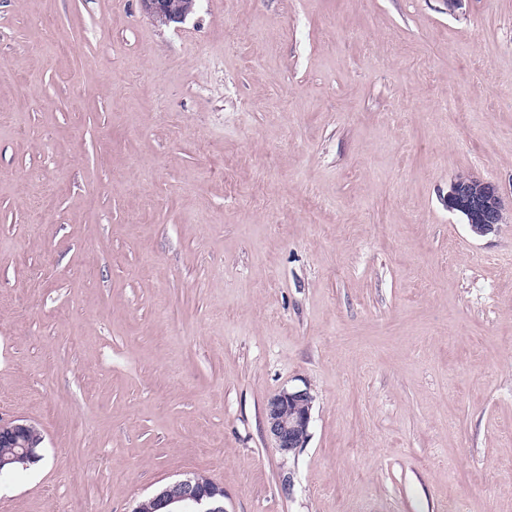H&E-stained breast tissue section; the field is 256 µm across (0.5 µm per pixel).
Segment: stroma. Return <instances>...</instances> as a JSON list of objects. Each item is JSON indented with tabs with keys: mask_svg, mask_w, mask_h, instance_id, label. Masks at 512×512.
I'll return each instance as SVG.
<instances>
[{
	"mask_svg": "<svg viewBox=\"0 0 512 512\" xmlns=\"http://www.w3.org/2000/svg\"><path fill=\"white\" fill-rule=\"evenodd\" d=\"M512 0H0V512H512ZM310 387L284 456L267 400ZM143 13L158 25L184 23L197 8L198 0H139ZM448 209L460 213L470 231L484 237L504 224L505 203L496 183L472 174L458 175L449 187ZM20 421V420H17ZM2 422L0 423V455L18 448L8 456L0 457V472L9 471L11 466H31L42 458L40 442L30 438V429L33 424L27 422ZM224 512V487L211 480L202 481L197 475L187 476L162 485L150 500L139 501L131 512ZM152 511H144L145 509Z\"/></svg>",
	"mask_w": 512,
	"mask_h": 512,
	"instance_id": "1",
	"label": "stroma"
}]
</instances>
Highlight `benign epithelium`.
Returning <instances> with one entry per match:
<instances>
[{
    "label": "benign epithelium",
    "mask_w": 512,
    "mask_h": 512,
    "mask_svg": "<svg viewBox=\"0 0 512 512\" xmlns=\"http://www.w3.org/2000/svg\"><path fill=\"white\" fill-rule=\"evenodd\" d=\"M143 13L158 25L181 24L193 15L198 0H139ZM448 210L461 214L470 231L484 237L505 223V203L496 183L464 174L455 177L447 196ZM309 388H288L272 396L265 407L266 432L284 456L306 447L312 422ZM32 424L1 422L0 444L14 449L0 457V472L14 466H31L42 458L40 442L30 438ZM164 507L166 512H224V486L198 476L174 480L156 489L147 502H138L131 512Z\"/></svg>",
    "instance_id": "7a95c632"
}]
</instances>
